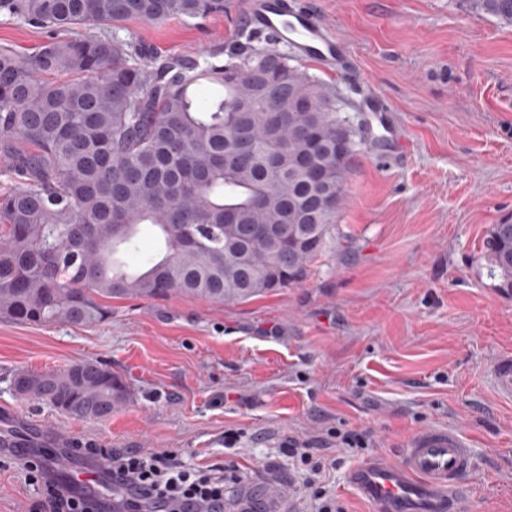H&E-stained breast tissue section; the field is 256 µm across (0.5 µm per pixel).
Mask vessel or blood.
<instances>
[{
    "mask_svg": "<svg viewBox=\"0 0 512 512\" xmlns=\"http://www.w3.org/2000/svg\"><path fill=\"white\" fill-rule=\"evenodd\" d=\"M243 22L247 30L266 34L327 70L341 72L350 64L349 45L294 0H246ZM365 106L369 122L390 129L389 109L381 96L368 97ZM494 374L499 394L512 398V354L497 358ZM475 468V453L466 437L452 428L430 426L414 433L398 458L375 455L352 468L348 482L378 512H468L467 479ZM289 496L285 484L266 481L244 502L247 512H282Z\"/></svg>",
    "mask_w": 512,
    "mask_h": 512,
    "instance_id": "vessel-or-blood-1",
    "label": "vessel or blood"
}]
</instances>
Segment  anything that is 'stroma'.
<instances>
[{"label":"stroma","instance_id":"stroma-1","mask_svg":"<svg viewBox=\"0 0 512 512\" xmlns=\"http://www.w3.org/2000/svg\"><path fill=\"white\" fill-rule=\"evenodd\" d=\"M244 0L204 18L130 21L120 37L159 57L220 54L243 27ZM352 48L343 74L301 61L363 119L385 97L405 154L381 158L362 127L337 227L302 283L247 302L116 299L92 326L0 319V432L36 420L99 448L175 451L244 484L269 475L301 491L290 439L329 448L325 486L344 512H377L347 484L351 467L393 457L420 428L460 430L474 448L471 512H512V399L495 389L512 352V296L481 259L490 225L512 223V26L468 0H296ZM44 30L0 16V46L37 52ZM91 359L126 378L128 402L78 420L10 388L21 371ZM368 433L340 448L334 430ZM0 448V512H40V490Z\"/></svg>","mask_w":512,"mask_h":512}]
</instances>
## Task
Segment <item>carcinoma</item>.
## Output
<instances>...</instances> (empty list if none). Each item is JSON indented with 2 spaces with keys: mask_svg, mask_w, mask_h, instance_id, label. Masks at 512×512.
Wrapping results in <instances>:
<instances>
[{
  "mask_svg": "<svg viewBox=\"0 0 512 512\" xmlns=\"http://www.w3.org/2000/svg\"><path fill=\"white\" fill-rule=\"evenodd\" d=\"M512 25V0H471ZM224 0H0V15L52 33L29 57L0 47V318L107 320L112 299L246 302L303 282L345 196L359 126L343 101L272 40L214 55L148 57L114 32L128 21L203 18ZM86 26L92 35L59 37ZM164 253L128 270L139 226ZM512 295V224L482 243ZM33 401L102 421L130 396L92 360L15 376Z\"/></svg>",
  "mask_w": 512,
  "mask_h": 512,
  "instance_id": "carcinoma-1",
  "label": "carcinoma"
}]
</instances>
